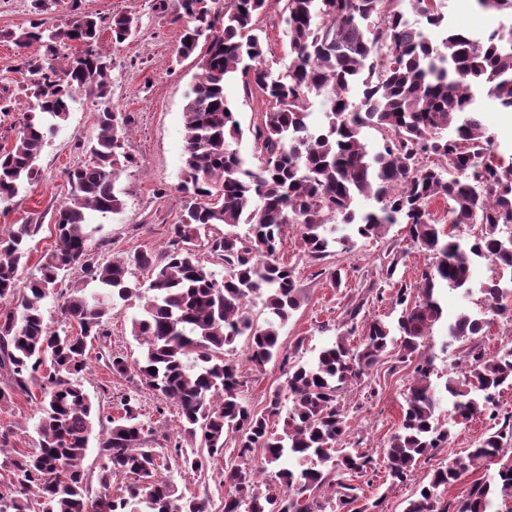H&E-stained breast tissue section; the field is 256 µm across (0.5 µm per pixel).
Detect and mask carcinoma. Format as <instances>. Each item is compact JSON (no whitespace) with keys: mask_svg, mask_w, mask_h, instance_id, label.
I'll list each match as a JSON object with an SVG mask.
<instances>
[{"mask_svg":"<svg viewBox=\"0 0 512 512\" xmlns=\"http://www.w3.org/2000/svg\"><path fill=\"white\" fill-rule=\"evenodd\" d=\"M405 1L424 25L408 26ZM269 2L225 0L221 9L212 0L174 3L171 22L182 24L179 56L197 55L200 72L184 108L182 219L160 254L106 257L109 241L94 243L85 229L88 213L124 208L115 183L131 162L129 118L112 106V60L100 37L107 29L112 42L126 41L133 18L115 14L104 27L98 17L78 13L62 26L38 21L7 33L18 48L37 44L44 52L23 54L19 64L39 76L34 100L19 110L0 97L1 115L19 112L18 134L0 148V203L38 180L47 134L68 120L76 93L95 96L98 114L91 159L67 173L70 193L56 212V246L37 273L20 281L41 225L0 233V300L17 301L0 308V374L6 375L0 404L34 379L42 389L38 440L11 461V476L0 483V512H207L204 500L178 492L168 472L176 466L205 475L220 458L224 512H325L331 502L334 512H377L386 493L362 504L351 484L375 470L376 459L352 441L342 393L365 382L391 353L412 370L398 431L382 449L387 489L407 482L418 459L448 445L458 420L486 414L497 421L496 395L512 387V347L488 358L476 354L448 378L445 422L427 338L443 318L439 290H470L474 259L512 268V234L503 231L512 224V162L494 158L475 98L481 88L512 112V0H476L511 19L483 37L448 29L436 0H284L289 63L276 75L265 64L259 25ZM72 43L83 50L60 55ZM234 81L244 95L256 90L270 103L252 130L255 166L237 149L244 130L225 94ZM311 93L325 106L321 127L307 122ZM366 128L382 136L373 153L362 140ZM436 198L448 202V224H475L479 233L463 244L444 230L429 210ZM360 199L375 205L359 210ZM242 224L245 238L236 232ZM395 224L405 225L418 250L433 258L411 286L394 280L398 256L384 266L401 307L396 323L358 320L361 300L346 311L335 343L311 361L290 360L279 331L302 296L293 266L278 256L284 229H299L304 253L320 260ZM342 228L350 233L337 235ZM195 240L224 265V279L196 259L189 248ZM136 270L146 279H137ZM72 271L80 281L53 328L41 304ZM481 291L485 314L508 309L512 286L492 278ZM256 297L263 301L261 321L249 307ZM134 298L144 300L131 321L143 359L110 352L106 365L175 404L176 433L159 436L142 421L139 390L122 394L112 417L102 415L84 387L88 345L107 339L112 312ZM488 324L484 314L464 311L448 322V337L464 344ZM241 337L255 370L278 356L287 365V412L278 392L260 411L242 398L241 369L229 356ZM97 425L105 493L93 497L84 461ZM511 442L512 425L504 421L465 456L436 469L403 512H448L439 506V490L487 462L499 465L497 473L474 481L456 512H494V500L512 499ZM257 450L262 467L252 463Z\"/></svg>","mask_w":512,"mask_h":512,"instance_id":"cac0c4a2","label":"carcinoma"}]
</instances>
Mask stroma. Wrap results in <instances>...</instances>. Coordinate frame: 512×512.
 <instances>
[{
  "mask_svg": "<svg viewBox=\"0 0 512 512\" xmlns=\"http://www.w3.org/2000/svg\"><path fill=\"white\" fill-rule=\"evenodd\" d=\"M157 3L158 0H81L82 12L104 20L115 14H127L138 24L135 35L122 44L112 45L109 35L101 37L102 45L112 53V104L131 118L128 150L133 161L116 183L125 202L123 212L92 214L88 229L92 238L109 240L115 255L163 250L182 209L178 186L185 159L183 107L198 68L195 59L179 58L180 27L171 23L169 14L158 10ZM71 4L72 0H51L48 10L40 13L34 9L33 0H0V96L27 104L36 82L35 76L18 70L19 50L6 41V32L26 29L40 18L50 25L67 22L73 16ZM444 12L452 29L475 35L488 34L500 22L499 16L480 10L475 0H445ZM96 116L95 99L77 94L67 122L48 137L39 160L40 179L25 185L9 204L0 205V230L26 222L40 227L23 276L36 272L55 247L54 218L68 196L66 172L89 160L88 145L96 133ZM391 253L400 254L397 276L409 284L420 277L430 262L398 225L382 238L316 262L303 256L298 230L285 229L280 256L293 266L297 286L305 296L301 308L281 331L284 350L291 359L312 360L323 347L334 342L351 300L366 298V317L389 322L397 319L400 310L390 296H366L368 288L384 287L381 267ZM338 266L343 273L342 283L337 286L329 272ZM442 301L445 318L433 327L429 338L436 367L432 381L439 391L465 351L449 345L448 321L463 309L482 307L483 296L476 290L466 295L446 289ZM139 312L135 300L115 312L107 340L109 351L132 359L140 357L142 348L130 333V321ZM89 364L91 369L84 380L86 391L101 405L113 406L117 397L130 389L129 380L112 375L97 351H90ZM408 379V370L394 366L392 358L387 357L373 368L366 383L348 387L344 404L353 439L373 450L383 448L400 422ZM244 380V398L253 408L263 409L285 381L284 366L276 358L262 371L246 368ZM41 396L40 386L34 381L28 392L13 395L9 405L0 407V426L12 427L16 451L23 452L35 445ZM488 428L489 421L483 415L457 425L450 443L421 459L410 481L387 490L383 487L384 472H377L372 485L364 490L365 497L382 498V512H403L419 483L427 480L434 469L464 456L466 449L474 447ZM223 467V461H214V476L207 480L176 470L172 473L173 481L179 490L203 499L207 512H224L225 487L215 476Z\"/></svg>",
  "mask_w": 512,
  "mask_h": 512,
  "instance_id": "stroma-1",
  "label": "stroma"
}]
</instances>
